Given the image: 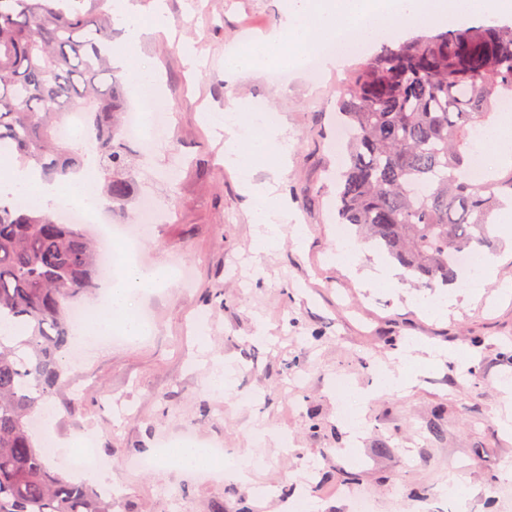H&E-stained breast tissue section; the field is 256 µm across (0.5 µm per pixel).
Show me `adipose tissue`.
<instances>
[{
    "label": "adipose tissue",
    "instance_id": "ef3b65f1",
    "mask_svg": "<svg viewBox=\"0 0 512 512\" xmlns=\"http://www.w3.org/2000/svg\"><path fill=\"white\" fill-rule=\"evenodd\" d=\"M112 23L124 32L123 40L112 46V60L128 68L134 64L135 51L144 34L168 35L173 30V21L164 10L158 8L144 14L138 0H112ZM247 109V104L235 103L224 110V164L246 174L240 192L252 223L262 228L258 239L261 248L278 246L280 228L288 223L293 226L295 243L303 244L306 229L294 223L288 196L279 190V173L288 163L287 119L282 116L271 122L262 114L242 119L241 114ZM260 167L269 171V179L254 180L253 173ZM95 174V164L90 161L79 174L50 182L42 177L39 169L16 163L0 171V195H12L43 210L51 209L61 199H76L95 216L103 207L98 193L89 188ZM166 276L161 268L126 263L119 276L105 283V306L95 308L89 319L77 327L76 340L93 342L115 330L125 336L148 335L149 324L131 312L130 300L140 291L157 286Z\"/></svg>",
    "mask_w": 512,
    "mask_h": 512
}]
</instances>
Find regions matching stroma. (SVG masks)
Masks as SVG:
<instances>
[{
	"mask_svg": "<svg viewBox=\"0 0 512 512\" xmlns=\"http://www.w3.org/2000/svg\"><path fill=\"white\" fill-rule=\"evenodd\" d=\"M164 2L176 37L145 35L140 51L172 128L153 153L132 150L133 197L103 210L102 221L133 224L145 202L163 205L170 218L151 225L140 261L186 269L189 279L140 296L149 335L65 359L53 438L95 436L116 489L112 512H213L218 503L224 512H279L286 489L317 512H350L357 494L373 512H420L427 491L451 488L457 476L467 493L456 512H512V429L501 425L499 389L512 381V295L502 293L512 283V223L499 225L489 253L493 278L467 282L447 312L431 316L447 289L404 283L398 267L336 237V90L347 68L316 78L294 70L284 84L270 67L227 79V50L268 33L286 0ZM233 102L287 118L281 187L309 229L303 248L288 238L270 252L254 246L241 176L224 166V127L205 119ZM402 348L416 384L383 390L376 371ZM219 364L221 392L209 383ZM339 375L368 393L354 438L330 390ZM186 431L231 450L250 482L132 466L162 437Z\"/></svg>",
	"mask_w": 512,
	"mask_h": 512,
	"instance_id": "obj_1",
	"label": "stroma"
}]
</instances>
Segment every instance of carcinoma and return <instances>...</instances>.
<instances>
[{
  "label": "carcinoma",
  "instance_id": "obj_1",
  "mask_svg": "<svg viewBox=\"0 0 512 512\" xmlns=\"http://www.w3.org/2000/svg\"><path fill=\"white\" fill-rule=\"evenodd\" d=\"M0 0V149L46 179L84 165L59 139L83 114L104 197L133 194L126 172L122 80L112 74V23L93 0ZM349 136L336 179L338 223L426 288L458 281L453 256L494 246L493 216L512 199V164L468 176L477 126L512 98V22L492 20L386 45L338 88ZM100 252L80 224H60L0 199V318L26 330L0 336V512H112V500L51 468L32 416L55 394L70 345L73 305L97 291Z\"/></svg>",
  "mask_w": 512,
  "mask_h": 512
}]
</instances>
